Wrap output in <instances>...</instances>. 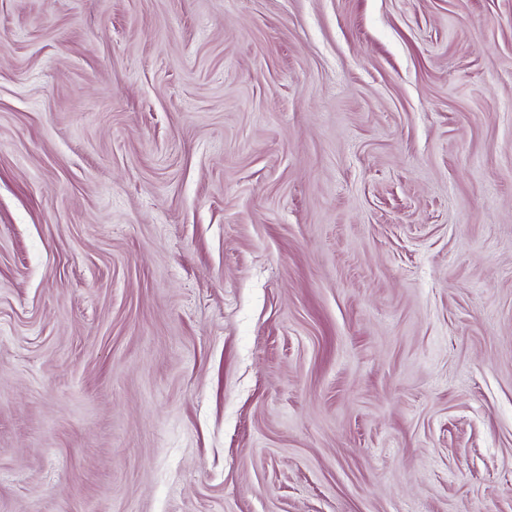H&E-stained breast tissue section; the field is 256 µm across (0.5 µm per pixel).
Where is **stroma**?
<instances>
[{"label":"stroma","instance_id":"1","mask_svg":"<svg viewBox=\"0 0 512 512\" xmlns=\"http://www.w3.org/2000/svg\"><path fill=\"white\" fill-rule=\"evenodd\" d=\"M0 512H512V0H0Z\"/></svg>","mask_w":512,"mask_h":512}]
</instances>
